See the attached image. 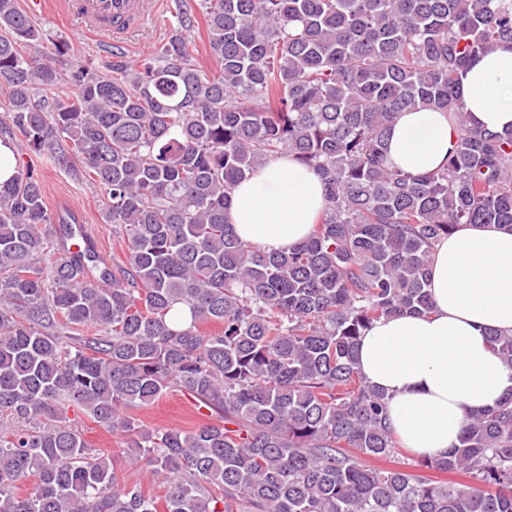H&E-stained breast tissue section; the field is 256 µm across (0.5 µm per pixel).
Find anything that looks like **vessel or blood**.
<instances>
[{
	"label": "vessel or blood",
	"instance_id": "b4317fda",
	"mask_svg": "<svg viewBox=\"0 0 512 512\" xmlns=\"http://www.w3.org/2000/svg\"><path fill=\"white\" fill-rule=\"evenodd\" d=\"M67 16L81 19L104 55L125 51L129 30L156 15L158 0H61Z\"/></svg>",
	"mask_w": 512,
	"mask_h": 512
}]
</instances>
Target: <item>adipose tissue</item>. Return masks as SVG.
<instances>
[{
  "label": "adipose tissue",
  "mask_w": 512,
  "mask_h": 512,
  "mask_svg": "<svg viewBox=\"0 0 512 512\" xmlns=\"http://www.w3.org/2000/svg\"><path fill=\"white\" fill-rule=\"evenodd\" d=\"M472 125L512 129V43L474 59L461 82ZM447 113H397L388 131V167L410 175L442 168L457 141ZM317 174L285 155L258 168L231 194L227 212L243 241L285 251L302 242L324 208ZM429 314L375 321L360 339L357 362L367 383L386 396V424L414 455L447 457L463 420L512 391V367L489 334H512V230L462 224L430 259Z\"/></svg>",
  "instance_id": "ef3b65f1"
}]
</instances>
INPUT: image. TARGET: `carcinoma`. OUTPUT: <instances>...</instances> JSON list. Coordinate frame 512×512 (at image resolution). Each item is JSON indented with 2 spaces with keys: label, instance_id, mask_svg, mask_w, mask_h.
Returning <instances> with one entry per match:
<instances>
[{
  "label": "carcinoma",
  "instance_id": "carcinoma-1",
  "mask_svg": "<svg viewBox=\"0 0 512 512\" xmlns=\"http://www.w3.org/2000/svg\"><path fill=\"white\" fill-rule=\"evenodd\" d=\"M216 70L181 16L156 51L104 77L56 68L17 0H0V512H159L68 411L120 433L117 453L166 486L164 512H512V393L470 416L446 459L471 484L391 459L404 444L356 366L373 322L432 309L429 261L460 224L512 228V131L471 126L473 58L512 42V0H202ZM68 83L72 94L47 90ZM458 127L446 168L384 165L395 114ZM105 195L112 266L53 215L28 155ZM288 154L325 208L289 252L243 242L235 185ZM59 225L60 240L47 231ZM190 322L179 325L177 309ZM491 349L512 366V334ZM176 391L209 412L151 431L134 412ZM31 482L21 495V485Z\"/></svg>",
  "mask_w": 512,
  "mask_h": 512
}]
</instances>
